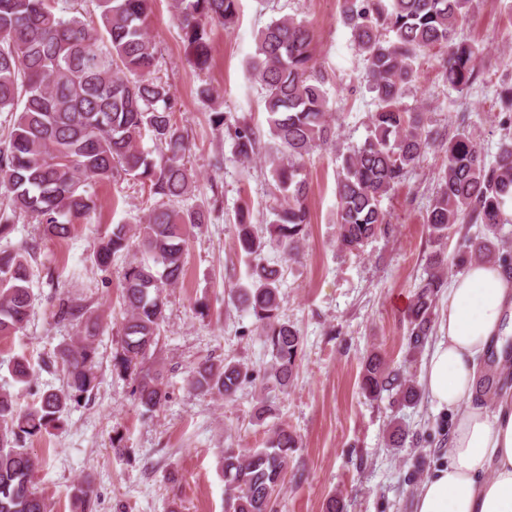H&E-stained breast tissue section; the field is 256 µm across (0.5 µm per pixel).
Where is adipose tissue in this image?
<instances>
[{"label":"adipose tissue","mask_w":512,"mask_h":512,"mask_svg":"<svg viewBox=\"0 0 512 512\" xmlns=\"http://www.w3.org/2000/svg\"><path fill=\"white\" fill-rule=\"evenodd\" d=\"M423 385L451 418L447 461L418 488L415 512H512V397L488 412L477 395L490 352L512 340V279L500 266L473 264L447 288Z\"/></svg>","instance_id":"adipose-tissue-1"}]
</instances>
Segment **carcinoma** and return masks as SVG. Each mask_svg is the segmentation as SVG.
I'll return each mask as SVG.
<instances>
[{"label": "carcinoma", "instance_id": "carcinoma-1", "mask_svg": "<svg viewBox=\"0 0 512 512\" xmlns=\"http://www.w3.org/2000/svg\"><path fill=\"white\" fill-rule=\"evenodd\" d=\"M53 0H0V112L16 114L0 142V188L7 203L0 212V239L13 224L30 217L49 238L69 237L74 224L90 221L97 210L88 180L110 182L130 177L148 189L154 206L136 225L110 224L96 238L93 259L108 267L112 259L137 247L147 259L132 260L123 270L121 352L112 367L132 380L131 395L152 412L167 400L164 375L155 352L165 322L163 288L178 283L185 269L189 227L205 224L210 208L184 207L192 176L186 165L191 150L187 131L175 120L170 86L156 76L157 57L146 31L150 0H97L101 25L77 15L53 11ZM479 0H341V16L365 61L368 90L376 109L368 115L365 141L342 154L336 183V246L359 254L388 223L381 203L407 174L442 143L444 133L429 126L426 112L403 106L415 80L414 61L438 49L441 75L448 87L463 92L477 78L480 44L459 37L461 24ZM182 39L195 70L211 64V29L230 26L238 0H173ZM313 34L304 21L283 16L257 34L249 62L252 77L264 90L268 134L280 149L269 156L274 180L272 221L261 230L238 208L237 249L248 266L247 284L238 288L242 311L271 354L263 376L232 359L205 357L189 368L192 392L226 400L246 382L273 381L288 388L303 353L297 329L281 317L280 269L263 258L265 248L287 259L299 254L310 224L305 158L335 140L324 79L313 64ZM506 130L494 159L475 141L470 115L463 114L448 139L435 198L423 218L436 250L428 255L408 308V353H422L432 334L436 300L447 287V274L469 263L499 265L512 277V223L504 207L512 202V83L497 90ZM216 128L232 139L234 153L250 161L260 153L261 134L246 118L211 113ZM149 134L158 158L141 146ZM480 226L452 254L443 250L462 224ZM35 276L30 248L0 251V338L24 329L32 309ZM52 316L76 327L70 342L54 352L45 367H58L63 389H49L24 411L12 394L0 392V512H47L35 477L39 463L25 440L57 429L63 416L95 387L99 348L98 318L80 298H56ZM17 381L28 382L26 357L12 362ZM361 388L389 403L418 401V387L400 366L378 352L363 364ZM298 447L297 436L275 425L262 448L223 451L220 468L232 495L233 512H272L284 471ZM72 512H95L87 477L71 486Z\"/></svg>", "mask_w": 512, "mask_h": 512}]
</instances>
